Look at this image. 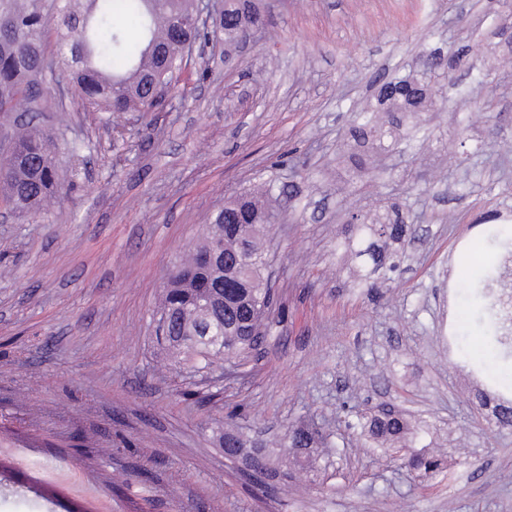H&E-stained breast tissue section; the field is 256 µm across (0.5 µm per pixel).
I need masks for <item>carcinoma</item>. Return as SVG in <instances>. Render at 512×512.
Returning a JSON list of instances; mask_svg holds the SVG:
<instances>
[{
  "label": "carcinoma",
  "instance_id": "1",
  "mask_svg": "<svg viewBox=\"0 0 512 512\" xmlns=\"http://www.w3.org/2000/svg\"><path fill=\"white\" fill-rule=\"evenodd\" d=\"M0 0V115H25L27 119L8 127L9 148L0 155V204L26 218L40 213L47 200L62 190L56 163L60 144L53 128L44 123L50 111L47 84L56 83L72 91V99L85 110L95 112H152L157 89L169 91L179 81L186 63L172 34L175 23L189 18L193 0ZM239 24V11L229 5L211 23V30L187 31L194 41L209 34L232 38ZM54 38L55 50L45 52V43ZM452 69L428 54L422 68L411 80L386 83L384 100L392 94L412 96L416 106L423 92L430 91ZM359 139L366 140L375 129L373 114L361 109L354 113ZM278 214L258 196L244 194L224 205L211 221L192 255L173 265L168 274L156 329L162 330L164 352L173 365L191 363L196 371H206L219 362L236 368L250 361L254 349L250 337L238 335L240 320L255 333L260 332L271 310L262 306L236 307L228 312L217 306L208 319L197 314L201 300L214 280L221 278L217 266L202 259L210 236L226 224H246L252 232L251 250L262 255L257 236L262 225L274 224ZM358 236L349 239L362 263L376 273L386 256L377 239L392 242L407 234V224L399 211L385 221L357 225ZM498 329L512 330V302L498 301ZM349 427L373 442H402L412 434L409 421L396 409L383 414L376 410L357 418ZM316 432L308 425L288 428L284 447L310 448ZM401 467L412 476L443 475L442 461L421 451L401 456Z\"/></svg>",
  "mask_w": 512,
  "mask_h": 512
}]
</instances>
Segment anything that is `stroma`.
<instances>
[{
  "instance_id": "obj_1",
  "label": "stroma",
  "mask_w": 512,
  "mask_h": 512,
  "mask_svg": "<svg viewBox=\"0 0 512 512\" xmlns=\"http://www.w3.org/2000/svg\"><path fill=\"white\" fill-rule=\"evenodd\" d=\"M247 41H198L159 112L51 113L70 189L0 223V512H512V345L479 317L506 276L486 218L512 224V10L502 0H261ZM459 56L407 119L383 83ZM487 102L480 117L459 98ZM397 138L359 145L353 112ZM464 135H457V128ZM270 186L275 311L248 373L171 369L154 313L215 212ZM399 206L395 269L344 242ZM476 279L471 299L458 283ZM390 403L429 431L449 479H409L347 420ZM308 468L227 459L244 431L272 462L289 426ZM316 432L308 425H297L288 427L285 434L284 447L294 448V451H303L304 448H311L315 442Z\"/></svg>"
}]
</instances>
